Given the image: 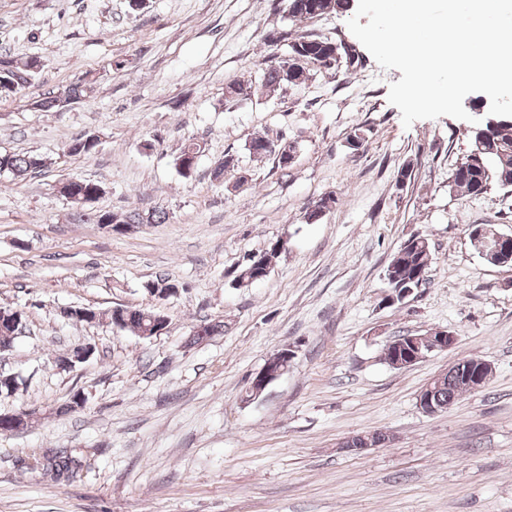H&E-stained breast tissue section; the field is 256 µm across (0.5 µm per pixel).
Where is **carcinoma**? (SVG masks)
<instances>
[{"label": "carcinoma", "instance_id": "1", "mask_svg": "<svg viewBox=\"0 0 512 512\" xmlns=\"http://www.w3.org/2000/svg\"><path fill=\"white\" fill-rule=\"evenodd\" d=\"M353 0H288V15L295 19H312L316 17L342 14L351 9ZM342 54V58L335 59V64L346 68L356 67L360 61L344 57L345 51L338 46V42L328 38H311L299 36L289 43V53L303 59L299 65L283 61L267 68L261 79V85L254 87L239 82H231L226 86L225 95L231 99H248L257 92L272 96L278 89L286 84L297 85L304 82L309 75L307 66H326L325 60L335 53ZM95 80L86 78L69 85L58 95H49L36 101V106L42 111L62 106L73 100H82L89 97L92 84ZM473 148L463 160L462 165L454 168L448 177V186L471 196H480L487 192L492 185L503 189L512 188V123L503 122L496 126L493 136L481 139L477 134L470 135ZM99 140L93 135L73 142L69 148L74 155L92 153ZM286 142H276L264 137L254 138L248 145V151L254 156L274 157L277 167L286 170L288 164L275 156ZM203 145L196 139L187 140L176 158L178 168H184L190 156H200ZM47 165L45 158L37 153H11L0 152V174L7 173L14 178H23L32 172L43 169ZM99 184L78 178H69L63 181L61 191L64 197L73 204H80L84 196H93L97 193ZM115 218L119 224H162L167 219V212L154 209L144 216L137 211L114 215L105 211L97 215V220ZM279 241H272L269 247L253 255V258L242 264L234 282L239 287H245L250 280L262 275L270 269L272 258L278 254ZM432 259L430 244L423 237H413L405 241L392 256L385 273L387 286L394 288H418L424 281V274ZM160 313L157 306L142 309H130L124 314L123 327L130 329L138 336L154 337L156 325L153 316ZM434 397L437 404L448 405L455 402L466 389L458 386L454 380L443 377L439 382H432ZM70 459L67 456L53 457L31 454V469L41 470L44 474L58 478L69 472Z\"/></svg>", "mask_w": 512, "mask_h": 512}]
</instances>
